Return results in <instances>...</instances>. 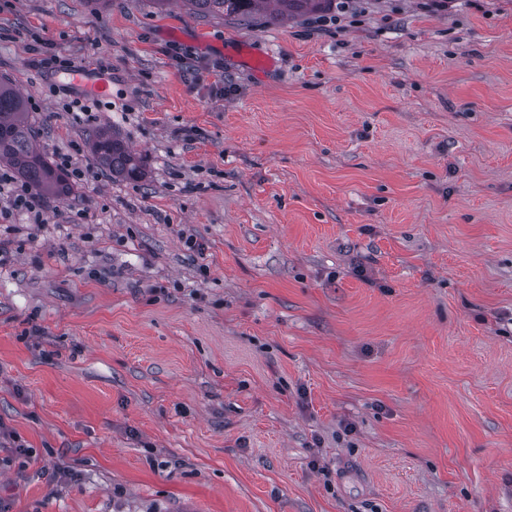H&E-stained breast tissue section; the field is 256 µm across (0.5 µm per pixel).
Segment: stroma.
<instances>
[{
  "label": "stroma",
  "instance_id": "stroma-1",
  "mask_svg": "<svg viewBox=\"0 0 512 512\" xmlns=\"http://www.w3.org/2000/svg\"><path fill=\"white\" fill-rule=\"evenodd\" d=\"M348 4L0 0L72 164L0 201V512H512V0ZM190 10L201 13H224L248 22L257 15L288 18L289 15L321 8L334 0H182ZM71 83L81 87L85 93L96 97H105L110 93L109 81L104 78L91 80L83 71H72L68 74ZM90 146L96 161L114 177L141 178L144 175L140 157L126 146L124 140L112 130L104 128L89 134ZM4 185L10 186V196H8L11 205L15 208L25 210L30 214L35 224L43 222V212L47 208V203L25 184H18L16 178L9 172H0V195Z\"/></svg>",
  "mask_w": 512,
  "mask_h": 512
}]
</instances>
